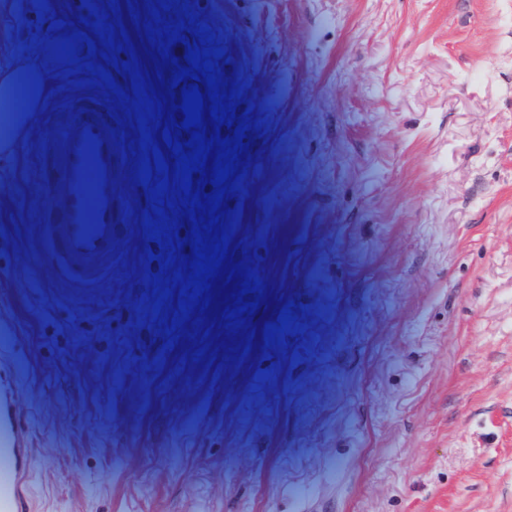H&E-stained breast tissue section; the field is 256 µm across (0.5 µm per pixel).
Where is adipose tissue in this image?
<instances>
[{"label":"adipose tissue","mask_w":512,"mask_h":512,"mask_svg":"<svg viewBox=\"0 0 512 512\" xmlns=\"http://www.w3.org/2000/svg\"><path fill=\"white\" fill-rule=\"evenodd\" d=\"M45 84V73L42 69L22 65L0 76V99L9 104L17 98H24L30 111L42 97ZM29 111L16 117H6L4 123L0 124V146L10 147L19 130L29 126Z\"/></svg>","instance_id":"ef3b65f1"}]
</instances>
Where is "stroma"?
<instances>
[{
  "instance_id": "1",
  "label": "stroma",
  "mask_w": 512,
  "mask_h": 512,
  "mask_svg": "<svg viewBox=\"0 0 512 512\" xmlns=\"http://www.w3.org/2000/svg\"><path fill=\"white\" fill-rule=\"evenodd\" d=\"M201 40L235 114L206 136L242 145L182 316L190 205L138 93ZM22 64L46 86L0 152V396L31 512H512V0H0V73ZM77 87L126 163L92 294L40 260L38 146Z\"/></svg>"
}]
</instances>
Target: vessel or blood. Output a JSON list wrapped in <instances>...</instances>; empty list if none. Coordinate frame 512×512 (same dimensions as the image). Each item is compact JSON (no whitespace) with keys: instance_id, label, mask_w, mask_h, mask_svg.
Returning <instances> with one entry per match:
<instances>
[{"instance_id":"obj_1","label":"vessel or blood","mask_w":512,"mask_h":512,"mask_svg":"<svg viewBox=\"0 0 512 512\" xmlns=\"http://www.w3.org/2000/svg\"><path fill=\"white\" fill-rule=\"evenodd\" d=\"M193 84L184 77L166 97L169 129L182 143L191 138L182 126V92ZM54 109L59 118L39 150L47 193L41 259L72 291L92 292L111 276L114 244L128 230L117 221L123 163L117 125L108 100L93 92H60ZM24 440L20 415L0 399V512H29Z\"/></svg>"}]
</instances>
